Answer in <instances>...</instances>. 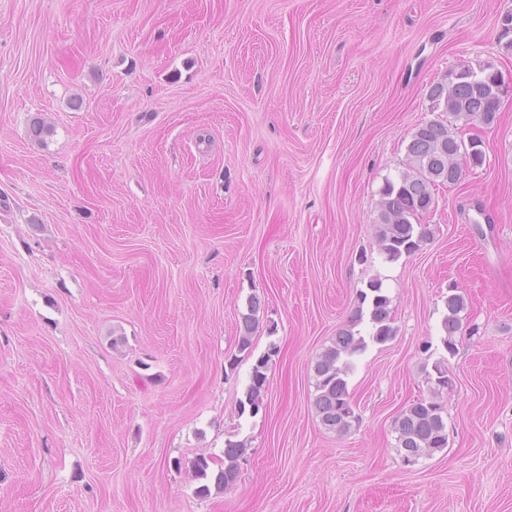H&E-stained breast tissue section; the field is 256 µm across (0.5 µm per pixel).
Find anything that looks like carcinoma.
<instances>
[{"mask_svg":"<svg viewBox=\"0 0 512 512\" xmlns=\"http://www.w3.org/2000/svg\"><path fill=\"white\" fill-rule=\"evenodd\" d=\"M502 74L482 68L478 71L463 66L434 84L429 90L433 108L444 112L467 126L483 119L487 125L497 121L500 108L499 86ZM54 132L53 126L41 117L32 120L29 137L43 144ZM467 144L460 132L450 128L448 121L436 118L419 125L407 146L405 168L394 178H387L380 191L378 211V246L389 261L410 255L419 250L428 238L427 225L420 217L432 207L433 188L448 183V160L456 153H464L465 162L473 167L484 163L485 153L464 151ZM391 299L383 294L382 283L372 280L368 290L360 291L358 305L348 328L341 330L316 359L314 406L322 425L327 429L344 433L358 422L348 390V376L354 369V360L365 352L371 343L382 344L395 336L390 311ZM467 307L464 295L454 292L446 300L447 313L442 319L444 335L441 342L448 354L456 352L455 336L461 330L462 313ZM261 302L250 299L248 312L242 315L239 352L252 355V334L258 328L257 314ZM365 325L360 330L358 326ZM276 353L275 347L258 356L252 364L249 383L244 398L239 400L240 413L259 412L267 388L268 364ZM428 374L434 383L431 397L420 399L405 407L393 424L396 450L401 457L417 459L430 456L448 447V430L444 407L437 401L440 390L448 387V367L442 361L432 365ZM247 450L241 440L225 441L224 459L215 464L213 457L199 455L191 461L195 478L206 483L196 489L201 497L211 490L227 492L236 484L240 473V461Z\"/></svg>","mask_w":512,"mask_h":512,"instance_id":"cac0c4a2","label":"carcinoma"}]
</instances>
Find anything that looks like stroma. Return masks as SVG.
I'll return each instance as SVG.
<instances>
[{
	"label": "stroma",
	"instance_id": "1",
	"mask_svg": "<svg viewBox=\"0 0 512 512\" xmlns=\"http://www.w3.org/2000/svg\"><path fill=\"white\" fill-rule=\"evenodd\" d=\"M511 15L512 0H0V512H512ZM463 65L511 87L474 129L484 163L436 187L419 251L386 260L380 189ZM373 279L396 334L356 358L359 421L337 433L313 365ZM271 347L264 403L239 414ZM443 358L448 446L404 467L392 422ZM229 438L247 443L236 485L199 497L191 460ZM467 307L466 298L463 294L454 292L448 294L446 300L447 313L442 319V329L444 335L441 336V342L444 349L450 355H454L456 352L455 336L461 330L460 313H462ZM261 302L257 297L251 298L248 304V312L242 315L238 349L240 353L252 354V334L258 328L257 314L260 311Z\"/></svg>",
	"mask_w": 512,
	"mask_h": 512
}]
</instances>
